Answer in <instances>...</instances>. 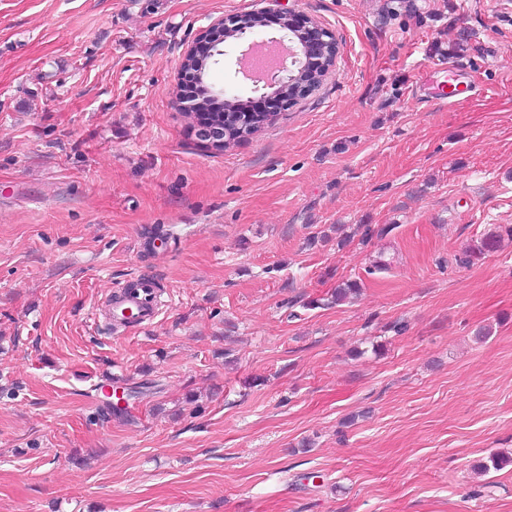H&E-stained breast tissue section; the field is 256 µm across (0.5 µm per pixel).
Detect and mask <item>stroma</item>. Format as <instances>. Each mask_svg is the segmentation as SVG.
Here are the masks:
<instances>
[{"instance_id":"obj_1","label":"stroma","mask_w":512,"mask_h":512,"mask_svg":"<svg viewBox=\"0 0 512 512\" xmlns=\"http://www.w3.org/2000/svg\"><path fill=\"white\" fill-rule=\"evenodd\" d=\"M268 2L0 0V512H512V239L458 262L512 226V0H288L335 64L208 149L184 53ZM134 284L135 294L129 297L123 304L114 308V313L118 316L122 314L128 317H135L130 320L128 326H146L153 323L160 311L159 298H155L158 284L148 278L137 279Z\"/></svg>"}]
</instances>
